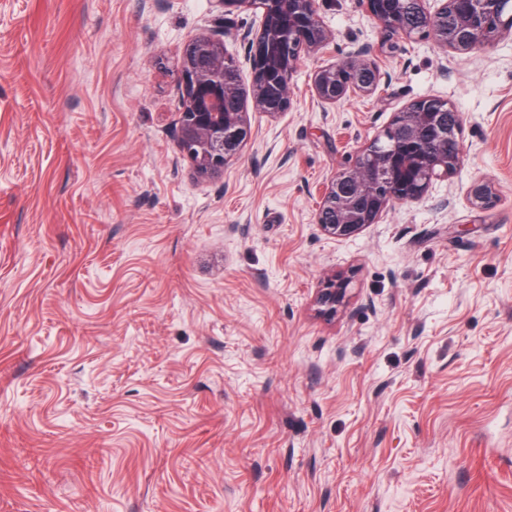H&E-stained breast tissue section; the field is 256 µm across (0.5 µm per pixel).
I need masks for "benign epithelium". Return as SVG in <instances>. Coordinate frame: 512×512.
Here are the masks:
<instances>
[{
    "label": "benign epithelium",
    "instance_id": "benign-epithelium-1",
    "mask_svg": "<svg viewBox=\"0 0 512 512\" xmlns=\"http://www.w3.org/2000/svg\"><path fill=\"white\" fill-rule=\"evenodd\" d=\"M367 13L384 30L406 36L431 37L445 47L470 51L483 46L504 31L512 33V0H478L476 8L462 6L456 13L457 36L447 41L433 21L448 14L453 0H417L424 16V31L415 33L400 15V0H363ZM212 7L228 13L235 7L260 10L256 28L241 36L246 61L250 65V90L228 80L231 70L239 71L235 58L224 48V32L212 30L185 42L182 48V82L178 108L185 120L178 121L175 136L182 156L194 174L210 177L224 171V165L237 157L251 135L246 96L254 108L269 116L292 106L291 80L303 58L324 48L332 33L318 12L317 0H211ZM317 103L333 106L354 93L377 90L381 74L365 50L358 49L346 59L318 68L313 75ZM394 120L407 124L412 133L395 164L403 174L386 189L378 186L365 165L366 157L386 153L387 145L376 136L358 151L355 158L339 169L322 194L318 212H323L336 196L343 198L337 222L317 219L321 231L335 239L347 240L365 227L376 224L397 203H415L424 198L433 182L453 174L463 152L448 159V151L427 155L421 134L428 132L438 141L460 142L462 117L447 101L422 97L398 112ZM490 184L477 183L471 190V203L485 208L493 202ZM349 281L333 273L324 280L315 303L324 315H334L348 302Z\"/></svg>",
    "mask_w": 512,
    "mask_h": 512
}]
</instances>
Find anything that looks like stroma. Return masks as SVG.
<instances>
[{"label":"stroma","instance_id":"obj_1","mask_svg":"<svg viewBox=\"0 0 512 512\" xmlns=\"http://www.w3.org/2000/svg\"><path fill=\"white\" fill-rule=\"evenodd\" d=\"M318 7L291 108L199 178L181 49L220 27L243 60L256 10L0 0V512H512V34L447 51ZM360 47L377 91L318 105ZM425 96L462 115L461 166L324 235L331 177ZM349 281L341 274L328 275L317 292L315 303L324 315H335L348 302Z\"/></svg>","mask_w":512,"mask_h":512}]
</instances>
